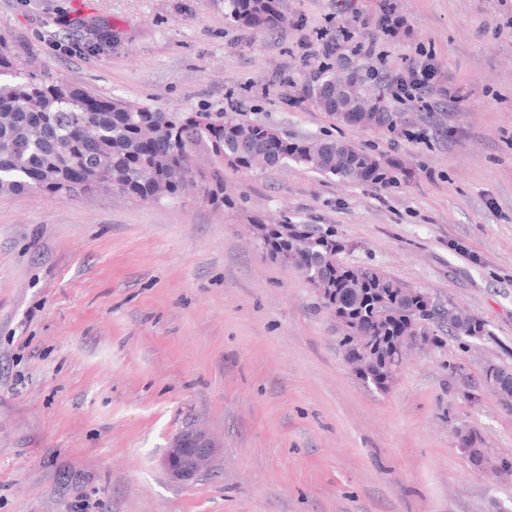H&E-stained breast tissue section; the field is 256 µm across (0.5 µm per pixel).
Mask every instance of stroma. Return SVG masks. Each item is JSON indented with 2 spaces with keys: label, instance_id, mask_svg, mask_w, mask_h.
Returning <instances> with one entry per match:
<instances>
[{
  "label": "stroma",
  "instance_id": "35a3bbf8",
  "mask_svg": "<svg viewBox=\"0 0 512 512\" xmlns=\"http://www.w3.org/2000/svg\"><path fill=\"white\" fill-rule=\"evenodd\" d=\"M77 2L0 0V45L103 99L342 140L397 181L228 164L234 209L0 193V512H512V401L485 380L512 371V0H284L273 32L226 23L224 0ZM343 28L374 56L322 57L318 33ZM422 50L461 98L388 97L395 130L307 96L320 68L401 71ZM259 215L334 228L344 263L452 300L491 340L409 351L367 386L302 273L257 248ZM191 426L224 446L181 484L160 460Z\"/></svg>",
  "mask_w": 512,
  "mask_h": 512
}]
</instances>
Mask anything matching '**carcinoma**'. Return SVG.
<instances>
[{
	"mask_svg": "<svg viewBox=\"0 0 512 512\" xmlns=\"http://www.w3.org/2000/svg\"><path fill=\"white\" fill-rule=\"evenodd\" d=\"M224 19L230 23L274 30L284 22L283 0H224ZM314 105L347 125L391 129L402 113L390 109L385 95L368 87L356 74L336 77L321 69L309 86ZM271 129L241 121L231 112H161L120 99L101 100L48 74L24 68L17 57L0 48V192H29L78 197L97 189L146 202H177L185 190L192 155L202 152L211 166L194 174L208 187L207 200L233 206L224 194V162L249 170L290 163L329 178L338 177L375 186L396 182L378 159L351 145L322 139L269 137ZM262 252L276 258L291 254L293 265L307 282L330 284L319 294L323 307L340 325L352 326L370 337L374 347L353 349L351 368L379 390L389 384L383 366L385 350L396 327L410 322L421 296L400 294L398 281L366 267H351L339 258L342 247L335 235L316 224H299L280 239L259 237ZM453 302L434 306L417 321L427 327L448 328V335L481 340L486 324L474 317H453ZM501 375L497 393L512 399V373L491 365Z\"/></svg>",
	"mask_w": 512,
	"mask_h": 512,
	"instance_id": "carcinoma-1",
	"label": "carcinoma"
}]
</instances>
